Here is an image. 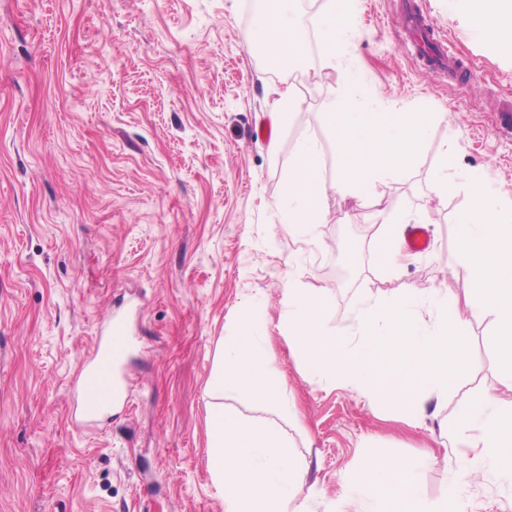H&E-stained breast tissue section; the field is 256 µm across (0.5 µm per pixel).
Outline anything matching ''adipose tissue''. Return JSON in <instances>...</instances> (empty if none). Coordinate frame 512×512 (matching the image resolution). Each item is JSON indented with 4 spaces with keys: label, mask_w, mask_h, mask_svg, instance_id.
<instances>
[{
    "label": "adipose tissue",
    "mask_w": 512,
    "mask_h": 512,
    "mask_svg": "<svg viewBox=\"0 0 512 512\" xmlns=\"http://www.w3.org/2000/svg\"><path fill=\"white\" fill-rule=\"evenodd\" d=\"M331 18L320 28L321 48L329 60L353 54L360 39L355 0H330ZM475 22L490 33L498 49L512 56V0H472ZM258 35L251 42L257 57L271 50L292 58L303 55L298 28L282 20L279 11L259 14ZM464 179L470 205L457 218L458 251L465 259L474 288L470 312L479 318L493 313L503 343V386L512 388V222L487 227L482 217L496 202L483 179L461 175L451 163H441L432 178L436 199L448 196V185ZM212 390L219 395H244L261 403L276 404L281 416H293L279 366L260 337L248 331L227 337L224 359ZM456 434L472 453L474 469L485 470L512 461V409L500 406L493 390L465 403ZM288 441L272 423L246 419L214 405L209 427V448L215 481L224 489V512H318L323 493L311 487L296 498V484L307 478L287 451ZM411 462L402 459H365L350 469L349 482L371 502V512H443L426 501L419 487L409 480Z\"/></svg>",
    "instance_id": "obj_1"
}]
</instances>
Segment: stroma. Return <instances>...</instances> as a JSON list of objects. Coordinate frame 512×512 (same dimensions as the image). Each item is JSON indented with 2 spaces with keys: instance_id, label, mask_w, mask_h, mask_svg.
Instances as JSON below:
<instances>
[{
  "instance_id": "obj_1",
  "label": "stroma",
  "mask_w": 512,
  "mask_h": 512,
  "mask_svg": "<svg viewBox=\"0 0 512 512\" xmlns=\"http://www.w3.org/2000/svg\"><path fill=\"white\" fill-rule=\"evenodd\" d=\"M418 3L476 71L464 84L428 79L391 28L398 0H358L355 63L368 85L407 111L448 115L385 188L432 242L389 273L371 203L329 192L314 245L273 209L303 135L319 142L325 177L339 165L323 114L343 76L318 40L329 0H287L306 53L283 68L250 52L261 0H0V512H224L209 388L225 337L244 324L264 338L298 416L243 396L223 403L277 423L308 471L298 495L324 493L319 512H364L344 487L369 456L415 462L410 479L430 500L512 512V478L473 476L455 448L459 407L492 386L512 405V390L498 383L494 316L472 318L465 304V185L442 202L430 191L446 148L463 173L487 176L488 223L512 214V136L497 129L512 57L474 27L467 0ZM287 86L303 110L271 128L274 91ZM291 281L346 328L366 302H446L449 321L467 325L469 367L418 421L405 404L311 381L284 322ZM110 312L138 334L128 405L81 430L70 393Z\"/></svg>"
}]
</instances>
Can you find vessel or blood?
<instances>
[{"label":"vessel or blood","instance_id":"vessel-or-blood-1","mask_svg":"<svg viewBox=\"0 0 512 512\" xmlns=\"http://www.w3.org/2000/svg\"><path fill=\"white\" fill-rule=\"evenodd\" d=\"M395 27L411 42L424 69L435 77L443 78L456 73L461 63L450 56L431 18L419 13L409 0L402 4L395 19ZM129 329L119 319H107L96 344L95 351L83 367L77 384L82 401L76 409L82 421L90 422L111 411L112 403L123 392V382L116 366L121 359Z\"/></svg>","mask_w":512,"mask_h":512}]
</instances>
